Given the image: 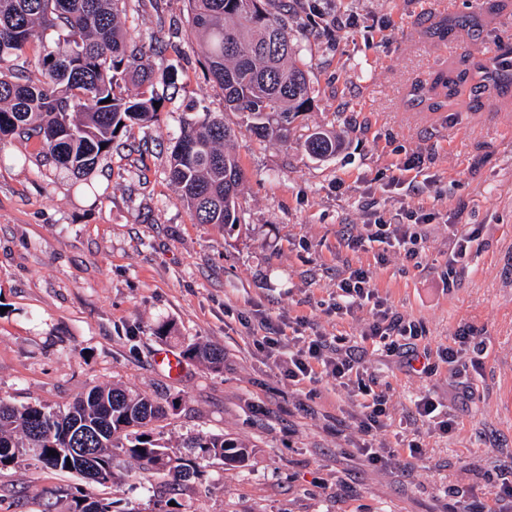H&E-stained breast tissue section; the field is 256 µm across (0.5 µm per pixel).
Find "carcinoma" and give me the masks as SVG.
I'll return each instance as SVG.
<instances>
[{
    "instance_id": "obj_1",
    "label": "carcinoma",
    "mask_w": 512,
    "mask_h": 512,
    "mask_svg": "<svg viewBox=\"0 0 512 512\" xmlns=\"http://www.w3.org/2000/svg\"><path fill=\"white\" fill-rule=\"evenodd\" d=\"M127 0H0V138L37 139L41 152L75 177L90 176L112 148L117 125L150 126L159 121L157 81L174 82V71L155 69L154 46L122 25ZM190 33L199 42L208 73L224 91V110L247 114L261 139L288 142L294 119L310 110L313 90L296 63L298 40L288 18L273 11L275 0H187ZM55 30L43 45L41 77L23 79L16 61L25 47ZM471 90L512 88V43L500 47L498 59L474 66ZM468 72L439 76L434 85L460 92ZM136 88L132 98L117 94L123 84ZM110 102H105V99ZM235 131L210 113L187 124L174 142L169 179L181 202L199 224L233 227L239 223L243 172L233 148ZM314 159L336 153L339 141L325 131L310 133L303 143ZM184 355L224 365V350L196 343ZM162 411L146 394L117 386H95L64 408L17 407L0 398V467L28 456L43 467L82 474L85 460L49 451L91 448L97 459V484L116 479L114 459L125 456L139 469L170 470L184 482L196 477L190 460L171 457L148 429ZM184 447L224 463L244 466L252 450L222 435L191 436ZM114 502L72 494V512H115Z\"/></svg>"
}]
</instances>
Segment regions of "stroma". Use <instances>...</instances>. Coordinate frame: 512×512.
I'll use <instances>...</instances> for the list:
<instances>
[{
  "instance_id": "obj_1",
  "label": "stroma",
  "mask_w": 512,
  "mask_h": 512,
  "mask_svg": "<svg viewBox=\"0 0 512 512\" xmlns=\"http://www.w3.org/2000/svg\"><path fill=\"white\" fill-rule=\"evenodd\" d=\"M124 21L161 39L154 62L177 71L173 86L155 87L158 123L121 132L87 182L36 140L0 141V397L55 408L118 384L164 405L154 433L171 455L198 433L243 441L253 455L238 468L197 457L189 484L127 461L108 488L21 458L0 469V512H68L77 487L132 512H455L451 486L472 506L491 504L486 478L512 456V92L448 99L433 82L512 39V0H288L315 101L284 144L225 111L186 0H128ZM416 83L445 107L413 100ZM206 112L237 132L245 183L230 230L196 223L168 179L174 137ZM317 127L343 142L323 161L302 147ZM413 212L428 223L417 258L379 266L373 249L341 240L343 225L404 224ZM452 224L479 242L458 262ZM359 266L415 325L430 373L365 339L368 310L337 314L336 278ZM262 322L358 349L387 396L373 443L398 456L376 464L358 452L347 389L325 375L289 381L255 342ZM464 330L485 338L481 363L468 353L441 362ZM191 343L223 348V367L185 357ZM164 354L179 358V374ZM422 394L455 420L452 433L409 421ZM412 440L420 459L400 452Z\"/></svg>"
}]
</instances>
